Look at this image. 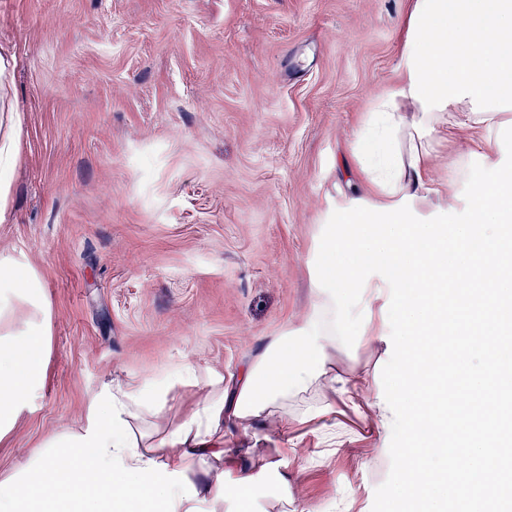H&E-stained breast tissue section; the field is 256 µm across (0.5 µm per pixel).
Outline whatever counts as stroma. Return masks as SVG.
<instances>
[{"label": "stroma", "instance_id": "stroma-1", "mask_svg": "<svg viewBox=\"0 0 512 512\" xmlns=\"http://www.w3.org/2000/svg\"><path fill=\"white\" fill-rule=\"evenodd\" d=\"M412 0H0L17 66L5 106L23 117L0 216V266L36 273L48 302L47 379L0 440V476L76 426L106 381L182 368L233 391L272 339L317 306L325 216L359 188L355 143L394 88ZM468 132L439 133L418 203L459 213ZM337 347L328 367L383 388L392 342ZM379 412L340 401L320 422L268 417L224 435L220 512L242 467L279 462L252 512H372L388 476ZM251 449L244 465L238 449Z\"/></svg>", "mask_w": 512, "mask_h": 512}]
</instances>
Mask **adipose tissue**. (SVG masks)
<instances>
[{
  "mask_svg": "<svg viewBox=\"0 0 512 512\" xmlns=\"http://www.w3.org/2000/svg\"><path fill=\"white\" fill-rule=\"evenodd\" d=\"M22 118L9 114L0 131V212L7 205ZM476 131L486 148L512 139V0H413L399 84L379 97L359 131L362 182L377 206L403 196L426 200L430 143L440 128ZM39 317L11 327L16 302ZM37 277L0 270V438L7 436L32 392L45 380L48 323ZM184 368L162 379L106 384L89 401L79 428L48 435L40 450L0 477V512H218L224 474L206 460L224 458V428L235 418L237 394L222 376L180 422L161 430L153 420L175 386L196 381ZM320 397L292 421L326 419L335 400L370 397L365 377H319Z\"/></svg>",
  "mask_w": 512,
  "mask_h": 512,
  "instance_id": "adipose-tissue-1",
  "label": "adipose tissue"
}]
</instances>
